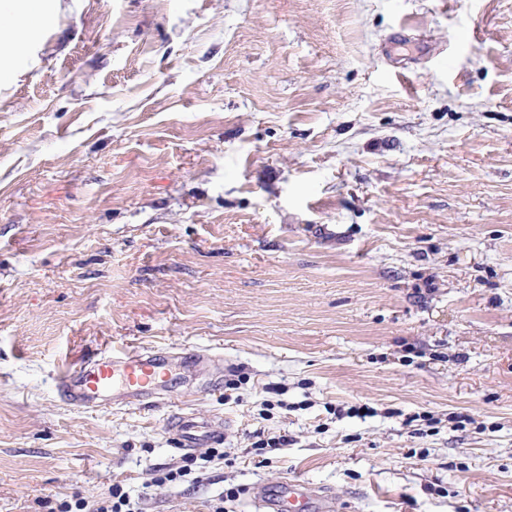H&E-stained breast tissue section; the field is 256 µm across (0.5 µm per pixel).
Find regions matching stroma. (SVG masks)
<instances>
[{"instance_id": "1", "label": "stroma", "mask_w": 512, "mask_h": 512, "mask_svg": "<svg viewBox=\"0 0 512 512\" xmlns=\"http://www.w3.org/2000/svg\"><path fill=\"white\" fill-rule=\"evenodd\" d=\"M29 9L0 54V512L115 483L256 512L295 479L335 512H512V0ZM125 349L169 353L154 403L60 395ZM177 413L226 455L171 487ZM259 429L292 442L259 460Z\"/></svg>"}]
</instances>
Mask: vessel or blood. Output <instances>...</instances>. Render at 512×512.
<instances>
[{
	"instance_id": "obj_1",
	"label": "vessel or blood",
	"mask_w": 512,
	"mask_h": 512,
	"mask_svg": "<svg viewBox=\"0 0 512 512\" xmlns=\"http://www.w3.org/2000/svg\"><path fill=\"white\" fill-rule=\"evenodd\" d=\"M169 355L163 351L121 350L101 354L79 368L66 367L58 377V390L72 405L86 408L110 392L130 404L156 397L168 384ZM170 429L182 448H212L222 442V431L214 421L180 413ZM262 512H333L332 503L308 485L284 482L258 484L250 492Z\"/></svg>"
}]
</instances>
